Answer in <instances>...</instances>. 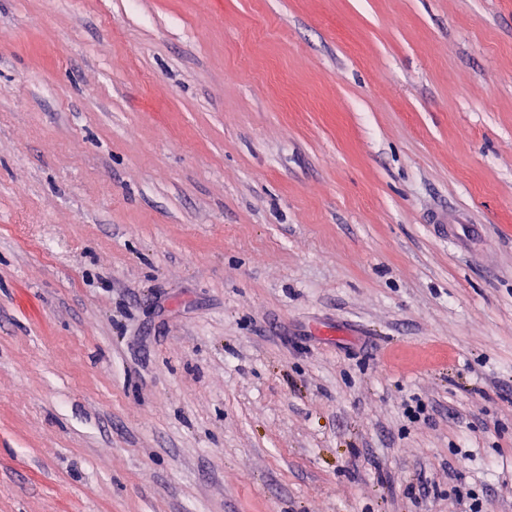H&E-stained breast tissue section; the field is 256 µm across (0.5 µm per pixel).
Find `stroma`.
Here are the masks:
<instances>
[{
	"mask_svg": "<svg viewBox=\"0 0 512 512\" xmlns=\"http://www.w3.org/2000/svg\"><path fill=\"white\" fill-rule=\"evenodd\" d=\"M464 489L512 512V0H0V512Z\"/></svg>",
	"mask_w": 512,
	"mask_h": 512,
	"instance_id": "obj_1",
	"label": "stroma"
}]
</instances>
